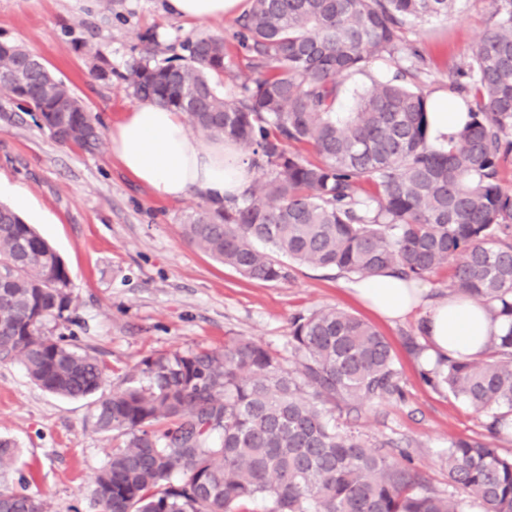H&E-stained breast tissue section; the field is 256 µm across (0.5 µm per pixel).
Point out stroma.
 Returning a JSON list of instances; mask_svg holds the SVG:
<instances>
[{"mask_svg": "<svg viewBox=\"0 0 512 512\" xmlns=\"http://www.w3.org/2000/svg\"><path fill=\"white\" fill-rule=\"evenodd\" d=\"M491 0H458L445 16L422 18L405 38L429 59L423 77L430 93L442 90L448 70L470 59L484 34ZM233 19L197 23L172 16L166 0H0V40L36 53L97 119L103 135L92 153L57 144L31 114L0 96V201L14 192L27 198L20 214L48 239L67 268L70 321H49L46 331L75 334L107 368L104 393L143 358L170 351L223 348L250 338L286 354L294 316L336 306L375 325L390 341L399 396L365 406L352 427L363 438H392L407 446L413 467L448 493L442 457L449 439L491 438L512 454V430L489 437L485 417L446 389L428 384L420 362L425 349L422 317L388 322L347 290L352 278L287 262L286 278L250 281L189 245L181 224L204 202L200 193L160 199L131 179L113 157L108 136L137 99L122 79L140 58L145 35L158 42L159 58L189 37H223L229 68L223 89L255 78L236 39ZM102 49L109 78L91 76L92 57L82 44ZM87 399L50 395L22 364L0 361V437L15 442V464L5 483L29 481L49 512H99L90 503L95 477L117 441L94 429Z\"/></svg>", "mask_w": 512, "mask_h": 512, "instance_id": "35a3bbf8", "label": "stroma"}]
</instances>
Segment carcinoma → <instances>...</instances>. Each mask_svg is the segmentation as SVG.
<instances>
[{
    "instance_id": "carcinoma-1",
    "label": "carcinoma",
    "mask_w": 512,
    "mask_h": 512,
    "mask_svg": "<svg viewBox=\"0 0 512 512\" xmlns=\"http://www.w3.org/2000/svg\"><path fill=\"white\" fill-rule=\"evenodd\" d=\"M456 0H251L239 46L258 77L222 93L224 39L197 36L124 75L134 94L187 116L203 139L251 151L257 176L224 202L200 204L184 239L242 277L287 276L301 265L423 279L446 267L450 287L509 322L473 360L442 358L429 383L483 413L489 434L512 422V0H492L469 61L448 69V96L468 121L448 149L431 142L427 60L404 43L408 21L448 14ZM398 57L351 112L336 111L344 79ZM0 93L33 112L59 144L91 152L99 129L70 89L27 49L0 42ZM312 148L317 159L288 150ZM70 279L55 249L0 204V360L20 362L48 393L86 398L104 383L74 336L44 326L69 309ZM290 358L251 339L222 350L148 356L125 387L93 402L91 422L124 437L91 491L100 512H512V457L490 442H448V486L436 492L394 441L371 442L348 420L399 392L390 343L375 326L329 307L293 318ZM16 446L0 438V474ZM0 512H47L27 482L0 485Z\"/></svg>"
}]
</instances>
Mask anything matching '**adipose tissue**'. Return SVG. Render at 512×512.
Masks as SVG:
<instances>
[{
  "instance_id": "adipose-tissue-1",
  "label": "adipose tissue",
  "mask_w": 512,
  "mask_h": 512,
  "mask_svg": "<svg viewBox=\"0 0 512 512\" xmlns=\"http://www.w3.org/2000/svg\"><path fill=\"white\" fill-rule=\"evenodd\" d=\"M170 12L197 22L234 17L246 0H167ZM112 154L137 182L159 198H181L200 192L221 200L239 195L251 173L232 141L205 146L190 135L180 113L143 101L126 112L111 130ZM350 292L379 316L399 320L423 305L424 290L387 273L355 282ZM508 325L485 306L452 293L428 306L423 334L425 359L481 356L490 337Z\"/></svg>"
}]
</instances>
